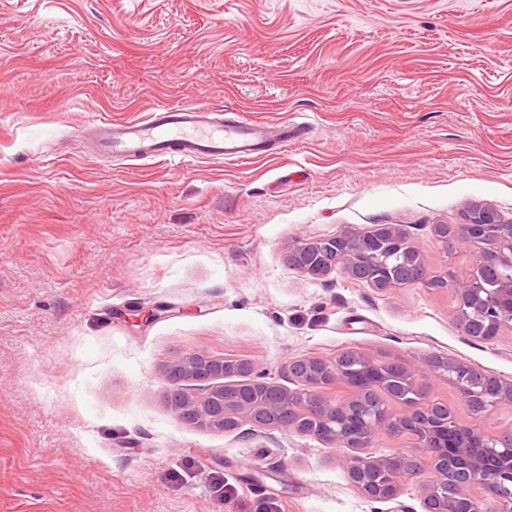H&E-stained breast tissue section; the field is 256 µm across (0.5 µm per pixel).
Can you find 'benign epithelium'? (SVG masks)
Wrapping results in <instances>:
<instances>
[{
  "mask_svg": "<svg viewBox=\"0 0 512 512\" xmlns=\"http://www.w3.org/2000/svg\"><path fill=\"white\" fill-rule=\"evenodd\" d=\"M443 244L456 243L469 256L468 268L459 275L449 267L428 277L424 258L411 245L408 232L397 224H376L367 231L350 229L324 240L297 239L288 251L290 264L308 274L323 276L341 267L352 279L369 268L372 287L380 290L422 284L450 290L458 303L456 322L467 336L481 340L512 330V225L500 222L493 209L476 206L460 224H436ZM448 377L460 392L468 393L466 405L476 417L494 407L512 403V380L450 360L431 359L423 368L396 361L380 364L368 356L357 358V367L337 356L333 360L309 358L288 364V374L302 382L301 389L262 380L252 363L243 361L229 370L224 360L197 354L173 362L168 378L174 386L171 407L182 420L226 432L246 420L259 430H281L310 436L338 448L360 450L370 445L378 430L413 438L412 452L383 457L358 454L344 460L347 478L373 502H388L399 494L397 484L408 471H419L423 460L433 470V482L422 488L424 512H453L448 488L455 499L475 501L469 493L481 488L494 512H512V431L488 434L475 426L461 425L448 405L425 398L411 403L387 392L394 382L418 385L425 371ZM230 374L246 375L242 384H214ZM185 381L205 384L199 396L183 393ZM347 386L352 397L332 401L325 389ZM400 403L396 413L388 401Z\"/></svg>",
  "mask_w": 512,
  "mask_h": 512,
  "instance_id": "1",
  "label": "benign epithelium"
}]
</instances>
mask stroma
I'll list each match as a JSON object with an SVG mask.
<instances>
[{
  "label": "stroma",
  "instance_id": "35a3bbf8",
  "mask_svg": "<svg viewBox=\"0 0 512 512\" xmlns=\"http://www.w3.org/2000/svg\"><path fill=\"white\" fill-rule=\"evenodd\" d=\"M198 103L309 127L229 164L82 138ZM474 204L512 221V0H0V512H422L430 471L369 501L346 449L179 419L167 368L246 360L292 389L289 361L349 349L512 379V333L464 336L449 290L288 261L399 224L430 274L462 272L433 227ZM426 392L477 422L447 378ZM477 423L512 428V404Z\"/></svg>",
  "mask_w": 512,
  "mask_h": 512
}]
</instances>
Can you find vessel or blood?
I'll return each mask as SVG.
<instances>
[{
    "label": "vessel or blood",
    "instance_id": "obj_1",
    "mask_svg": "<svg viewBox=\"0 0 512 512\" xmlns=\"http://www.w3.org/2000/svg\"><path fill=\"white\" fill-rule=\"evenodd\" d=\"M97 151L130 162L144 159L242 161L263 152L267 142L287 141L288 127L225 120L203 105L157 106L144 118L91 123Z\"/></svg>",
    "mask_w": 512,
    "mask_h": 512
}]
</instances>
